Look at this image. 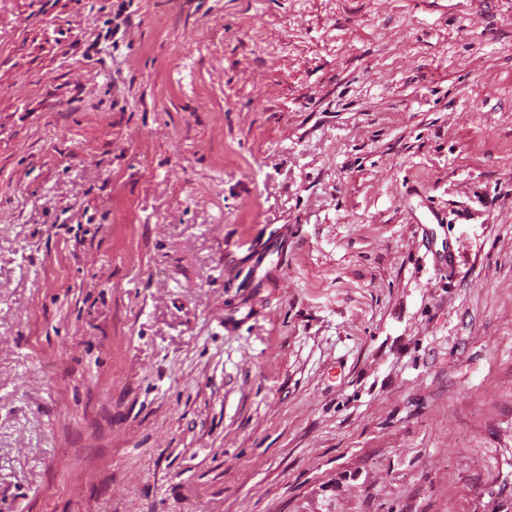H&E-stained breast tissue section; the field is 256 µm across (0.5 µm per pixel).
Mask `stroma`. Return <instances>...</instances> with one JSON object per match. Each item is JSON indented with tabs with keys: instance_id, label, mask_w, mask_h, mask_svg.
I'll use <instances>...</instances> for the list:
<instances>
[{
	"instance_id": "35a3bbf8",
	"label": "stroma",
	"mask_w": 512,
	"mask_h": 512,
	"mask_svg": "<svg viewBox=\"0 0 512 512\" xmlns=\"http://www.w3.org/2000/svg\"><path fill=\"white\" fill-rule=\"evenodd\" d=\"M0 512H512V0H0Z\"/></svg>"
}]
</instances>
